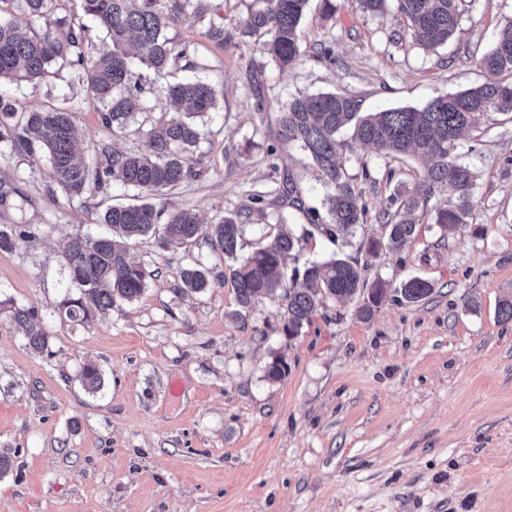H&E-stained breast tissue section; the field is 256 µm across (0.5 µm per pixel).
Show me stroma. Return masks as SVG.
Instances as JSON below:
<instances>
[{
	"mask_svg": "<svg viewBox=\"0 0 512 512\" xmlns=\"http://www.w3.org/2000/svg\"><path fill=\"white\" fill-rule=\"evenodd\" d=\"M201 14L170 22L166 34L189 52L157 84L199 76L216 90L218 109L199 118L202 178L170 191L171 205L215 223L239 213L242 253L271 244L281 226L301 238L300 260L357 256L374 237L385 246L364 270L392 291L373 319L360 299L329 300L299 336L279 333L280 301L260 299L244 317L224 258L205 240L135 244L150 271L133 302L80 323L57 311L66 291L64 250L74 234L99 235V197L68 201L46 190L45 163L0 148V176L19 178L24 197L0 225H33L30 245L0 251V512H512V321L497 314L512 300V119L492 113L463 135L461 159L478 174L470 223L444 231L429 216L399 248L386 243L378 212L392 188L386 169L414 185L419 163L347 150V173L371 216L354 238L332 244L308 233L302 210L283 200L287 173L298 176L306 207L326 189L305 153L266 148L289 95L356 97L365 111L423 107L434 96L484 79L477 60L512 20V0H471L448 45L433 51L389 35L392 15L371 16L340 0L325 15L310 0L300 59L282 71L255 37L236 29L266 0H201ZM231 37L205 38L210 23ZM332 59L318 58L320 47ZM22 108L70 109L86 158L99 144L142 150V133L116 135L97 102L54 70L36 89L0 87ZM379 178L372 187L371 178ZM266 195L263 210L250 194ZM198 263L211 286L179 292L177 271ZM432 295L398 300L412 277ZM32 309L48 337L34 353L10 319ZM288 372L268 377L275 355ZM102 387L80 382L86 363Z\"/></svg>",
	"mask_w": 512,
	"mask_h": 512,
	"instance_id": "obj_1",
	"label": "stroma"
}]
</instances>
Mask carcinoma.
Here are the masks:
<instances>
[{
	"mask_svg": "<svg viewBox=\"0 0 512 512\" xmlns=\"http://www.w3.org/2000/svg\"><path fill=\"white\" fill-rule=\"evenodd\" d=\"M59 0H0V82L37 87L49 70L60 65L71 68L87 92L101 105L102 124L122 134L138 116L147 112V100L163 102L164 116L145 133V149L129 153L104 144L94 164L78 154L76 125L71 111L30 110L20 112L16 100L0 93V144L27 161L44 160L49 167L50 194L61 192L68 200L88 192L106 194L112 185L131 188L146 197L140 204L112 206L101 221L111 233L92 237L72 236L65 251L68 289L58 303L59 313L73 321H88L104 314L118 302L139 298L147 286L146 268L129 259L134 243L151 240L163 247L206 237L220 251L229 271L238 310L252 308L260 297L283 301L282 335L301 333L304 324L328 299L344 302L363 297L357 309L368 321L384 302L388 288L372 285L362 277L358 264L332 256L307 262L292 273L284 269L298 239L281 231L270 247L246 256L238 255L241 238L239 214L227 212L214 224L204 225L189 209L167 210L153 199L200 175L194 150L203 139L196 118L216 111L215 89L203 79L158 87L146 72L161 74L187 56L189 46L167 37L168 23L197 12V0H82L83 11L105 31L107 41L93 43L87 27L66 17L55 16ZM467 0H353L367 15L394 13L399 29L393 37L410 38L425 50L448 44L459 28L462 5ZM308 0H267L265 9L250 13L240 22L243 35H269L262 49L280 69L300 56V26ZM47 20L46 28L28 35L20 31L10 8ZM485 81L464 91L437 95L421 108L403 107L375 112L361 111L357 99L332 93L292 95L282 104L273 143H296L307 152L315 177L330 189L324 211L307 208L297 196L294 174H288L289 205L302 211L322 235L331 240L354 235L366 222L369 204L363 192L347 176L343 144L337 135L351 131V141L380 157L414 155L421 159L418 186L410 190L396 185L387 207L378 219L390 226L389 240L398 245L416 231L415 214L430 212L432 223L446 229L466 224L472 217L474 171L459 161L463 134L476 127L490 112L512 116V21L499 29L495 43L478 59ZM446 188L450 201L427 210L435 192ZM23 196L19 180H0V208L10 209ZM36 233L29 224L0 227V249L27 245ZM182 288L201 292L210 286L209 272L202 265L178 273ZM434 286L414 277L403 282L397 293L408 303L429 297ZM11 319L19 326L27 345L43 352L48 337L36 325L34 312L15 307ZM83 387L95 393L102 385L94 364L81 373Z\"/></svg>",
	"mask_w": 512,
	"mask_h": 512,
	"instance_id": "1",
	"label": "carcinoma"
}]
</instances>
